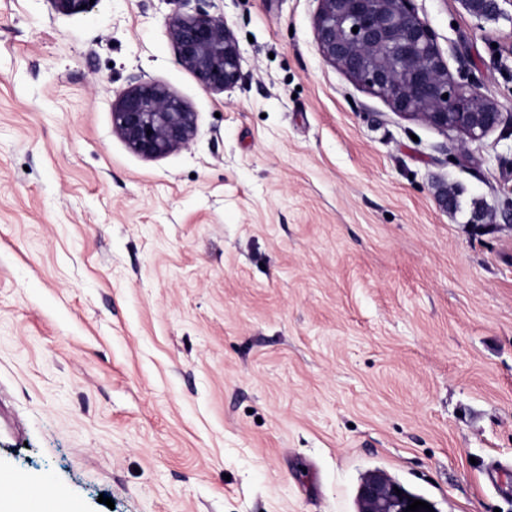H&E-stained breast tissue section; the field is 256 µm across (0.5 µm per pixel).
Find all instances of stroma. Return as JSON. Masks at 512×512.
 <instances>
[{
  "label": "stroma",
  "instance_id": "1",
  "mask_svg": "<svg viewBox=\"0 0 512 512\" xmlns=\"http://www.w3.org/2000/svg\"><path fill=\"white\" fill-rule=\"evenodd\" d=\"M415 5L507 118L481 142L326 63L318 0H205L221 93L176 61L193 0H0V475L68 512H357L375 471L512 512V0ZM136 77L187 148L113 132ZM168 28L178 64L205 89L224 92L242 81L241 54L224 17L198 7L173 16ZM112 127L131 151L156 159L189 146L197 114L165 85L135 80L112 102Z\"/></svg>",
  "mask_w": 512,
  "mask_h": 512
}]
</instances>
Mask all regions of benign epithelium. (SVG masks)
<instances>
[{"mask_svg":"<svg viewBox=\"0 0 512 512\" xmlns=\"http://www.w3.org/2000/svg\"><path fill=\"white\" fill-rule=\"evenodd\" d=\"M50 2L67 15L92 8L90 0ZM318 2L314 31L324 61L398 115L455 131L464 144L481 142L502 123L497 101L475 89L468 74L451 75L415 0ZM168 28L178 64L205 89L223 92L242 81L241 54L224 18L198 7L173 16ZM112 127L131 151L156 159L189 146L197 113L168 87L136 80L112 102ZM397 486L383 472L368 474L358 488L359 512H404L419 499L405 489L396 494Z\"/></svg>","mask_w":512,"mask_h":512,"instance_id":"1","label":"benign epithelium"}]
</instances>
